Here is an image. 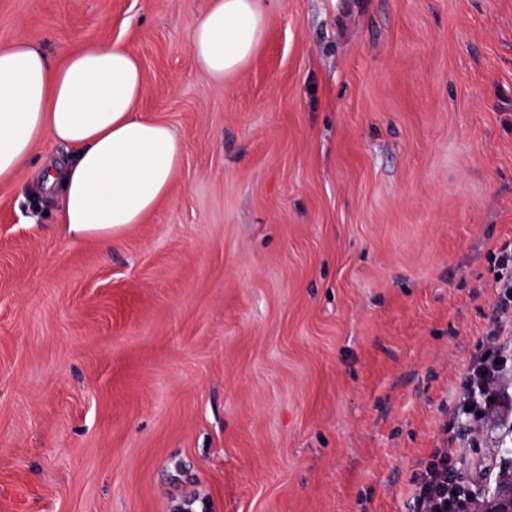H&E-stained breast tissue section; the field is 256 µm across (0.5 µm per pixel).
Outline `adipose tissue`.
Returning <instances> with one entry per match:
<instances>
[{
    "mask_svg": "<svg viewBox=\"0 0 512 512\" xmlns=\"http://www.w3.org/2000/svg\"><path fill=\"white\" fill-rule=\"evenodd\" d=\"M269 18L261 0H209L189 35L209 77L237 73L261 43ZM146 74L122 46L88 43L63 63L16 39L0 48V181L13 179L45 141L76 148L49 164L46 189L59 192L67 236L113 239L143 223L170 193L185 144L166 124L143 117Z\"/></svg>",
    "mask_w": 512,
    "mask_h": 512,
    "instance_id": "ef3b65f1",
    "label": "adipose tissue"
}]
</instances>
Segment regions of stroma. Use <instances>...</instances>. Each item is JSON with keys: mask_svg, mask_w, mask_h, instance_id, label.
Masks as SVG:
<instances>
[{"mask_svg": "<svg viewBox=\"0 0 512 512\" xmlns=\"http://www.w3.org/2000/svg\"><path fill=\"white\" fill-rule=\"evenodd\" d=\"M208 0H0V48L126 47L186 151L116 240L0 183V512H411L437 448H512L455 413L512 239V0H264L218 83ZM189 35L197 65L215 82L237 73L261 43L269 18L262 0H208Z\"/></svg>", "mask_w": 512, "mask_h": 512, "instance_id": "1", "label": "stroma"}]
</instances>
